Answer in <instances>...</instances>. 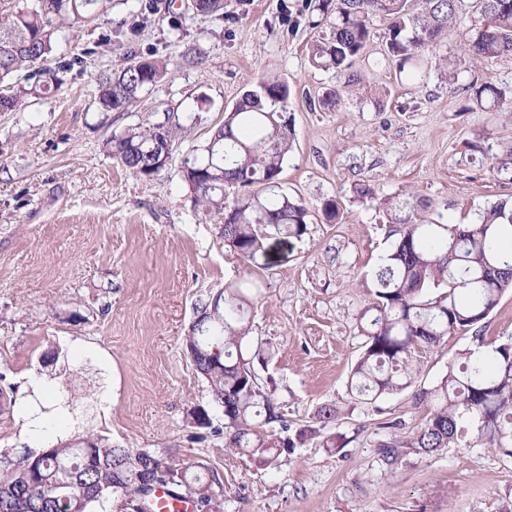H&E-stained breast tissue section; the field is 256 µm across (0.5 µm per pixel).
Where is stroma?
Here are the masks:
<instances>
[{
  "label": "stroma",
  "instance_id": "stroma-1",
  "mask_svg": "<svg viewBox=\"0 0 512 512\" xmlns=\"http://www.w3.org/2000/svg\"><path fill=\"white\" fill-rule=\"evenodd\" d=\"M156 5L142 16L138 0H112L106 15L56 37L53 61L77 57L80 65L59 89L0 112V453L29 445L20 409L36 406L31 380L39 377L69 407L67 434L90 431L206 465L224 481V512H501L512 502V460L474 430L437 454L405 457L393 473L378 445L390 436L385 422H398L404 437L426 424L416 393L433 387L457 353L512 338V290L482 340L455 331L419 347L411 388L368 405L348 380L363 350L358 325L374 299L375 272L403 230L358 197L356 185L400 202L426 200L428 217L444 224L474 223L486 202L512 201V173L466 158L474 145L512 152V114L449 92L442 69L401 79L396 62L380 58L379 20L363 50L367 92L314 111L310 101L337 76L310 61V43L328 27L309 25L306 0H224L220 20L197 13L193 0ZM286 7L297 26L282 21ZM149 50L168 61L171 77L128 111H99V78ZM439 52L468 66L475 85L512 92V57L472 66L456 39ZM267 78L288 86L295 139L280 189L301 198L312 220L302 240L269 238L267 268L250 273L215 218L201 216L181 170L225 111ZM170 111L195 124L157 176L136 177L104 151L112 132L163 122ZM330 198L340 206L333 222L321 213ZM245 275L260 385L295 430L312 425L321 406L335 407L328 430L345 437V448L313 438L264 468L189 424L188 408L208 401L183 352L194 308Z\"/></svg>",
  "mask_w": 512,
  "mask_h": 512
}]
</instances>
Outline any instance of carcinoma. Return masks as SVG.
<instances>
[{"instance_id":"obj_1","label":"carcinoma","mask_w":512,"mask_h":512,"mask_svg":"<svg viewBox=\"0 0 512 512\" xmlns=\"http://www.w3.org/2000/svg\"><path fill=\"white\" fill-rule=\"evenodd\" d=\"M104 0H28L16 13L0 18V81L20 70L34 80L29 88L10 86L0 98V112H13L37 89L63 83L60 68L49 66L55 34L73 22L95 20ZM464 0H318L322 18L330 19L329 37L309 47L311 63L334 69L343 81L326 91L312 109L330 110L362 82L353 69L369 37L373 18L387 21L383 58L399 61V72L412 81L429 67H444L448 89L473 90L480 105L501 110L503 94L493 85L465 82V71L448 67L433 52L457 31ZM481 24L462 36L471 63L512 56V0H476ZM201 14L224 17V0H195ZM169 74L168 63L152 54L137 56L119 72L101 80L96 102L103 112H125L138 95ZM188 128L171 113L163 123L131 126L108 137V154L133 175L150 179L165 167L164 151ZM293 150L288 116V88L277 79L245 91L210 140L194 149L193 169L181 173L194 181V206L219 218L224 244L250 269L261 268L265 241L284 236L298 241L307 234L310 211L304 203L276 188L284 161ZM233 188L232 200L226 190ZM365 198L404 225L377 274L375 300L361 326L365 348L351 371L350 391L370 404L385 394L409 388L417 372V347L441 343L449 333L473 330L512 289V252L500 242L512 238V201L499 200L479 210L463 227L433 222L421 214L425 204L403 207L381 199L366 184L356 187ZM248 282L229 284L199 300V317L184 336V352L210 395V406H192L191 424L224 435V448L249 455L266 467L278 465L286 448H297L323 436L325 448L344 447L338 435H322L337 418L333 406L317 411L315 425L290 431L272 395L262 390L246 350L250 300ZM429 404L427 423L412 437H391L379 444L381 462L390 472L410 455H430L457 443L468 423L501 454L512 457V341L486 357L466 349L448 363V372L430 389L418 393ZM279 423L280 431L262 427ZM162 486L178 498L195 497L200 512H224V483L210 473L192 471L149 448H123L91 432L76 434L35 451L24 447L0 455V512H70L72 496L84 499L85 512H127V499L138 496L151 508V496Z\"/></svg>"}]
</instances>
